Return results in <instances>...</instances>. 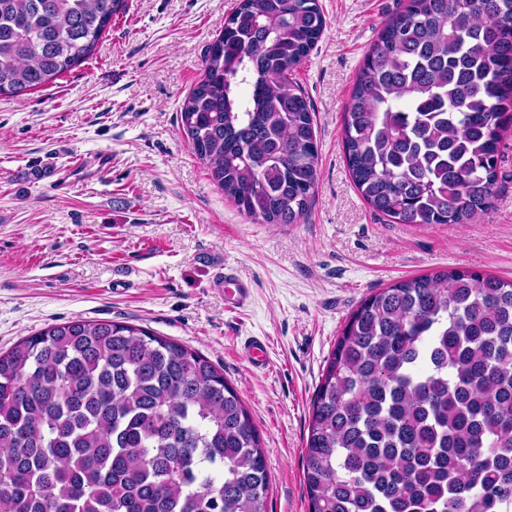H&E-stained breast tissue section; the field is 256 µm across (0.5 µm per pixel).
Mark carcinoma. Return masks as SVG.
<instances>
[{
    "instance_id": "obj_1",
    "label": "carcinoma",
    "mask_w": 512,
    "mask_h": 512,
    "mask_svg": "<svg viewBox=\"0 0 512 512\" xmlns=\"http://www.w3.org/2000/svg\"><path fill=\"white\" fill-rule=\"evenodd\" d=\"M126 2L0 0V95L86 60ZM325 27L318 0H240L183 103L194 153L257 224L314 202L289 75ZM511 125L512 0H407L357 72L345 157L391 222L473 224ZM303 473L309 512H512V280L441 269L365 298L312 398ZM269 485L237 389L171 338L79 318L0 352V512H266Z\"/></svg>"
}]
</instances>
